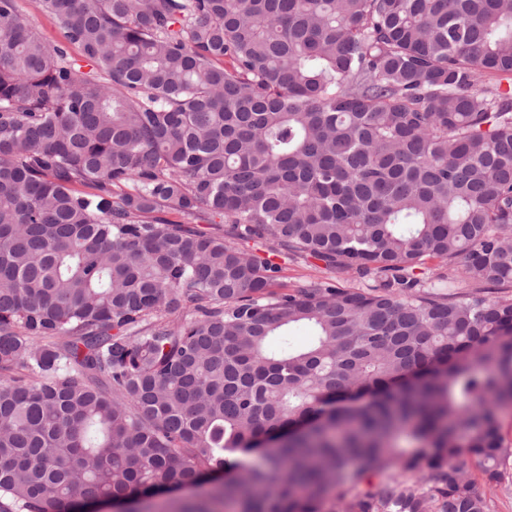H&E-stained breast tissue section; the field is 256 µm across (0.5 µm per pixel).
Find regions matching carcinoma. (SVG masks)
Listing matches in <instances>:
<instances>
[{
    "mask_svg": "<svg viewBox=\"0 0 512 512\" xmlns=\"http://www.w3.org/2000/svg\"><path fill=\"white\" fill-rule=\"evenodd\" d=\"M38 2L65 43L0 0V512L238 469L168 512H492L512 0ZM204 216L375 285L278 294ZM426 288H436L448 293H463L471 288V283L461 273L450 272L448 267L437 262H429L416 271Z\"/></svg>",
    "mask_w": 512,
    "mask_h": 512,
    "instance_id": "1",
    "label": "carcinoma"
}]
</instances>
